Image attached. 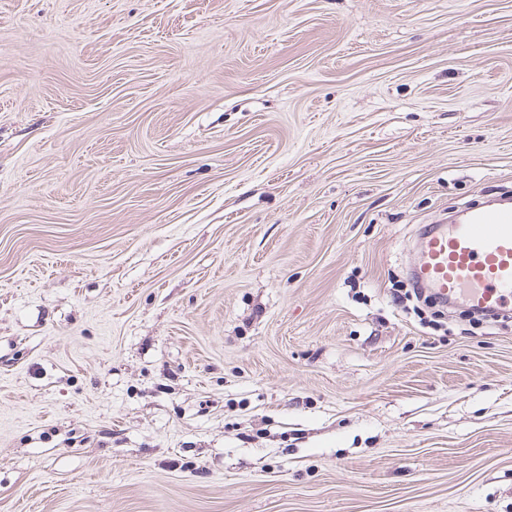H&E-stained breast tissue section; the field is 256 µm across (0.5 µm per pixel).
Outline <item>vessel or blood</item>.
Instances as JSON below:
<instances>
[{
  "mask_svg": "<svg viewBox=\"0 0 512 512\" xmlns=\"http://www.w3.org/2000/svg\"><path fill=\"white\" fill-rule=\"evenodd\" d=\"M416 281L441 302L500 314L512 309V208L470 210L423 226Z\"/></svg>",
  "mask_w": 512,
  "mask_h": 512,
  "instance_id": "vessel-or-blood-1",
  "label": "vessel or blood"
}]
</instances>
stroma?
<instances>
[{
	"label": "stroma",
	"mask_w": 512,
	"mask_h": 512,
	"mask_svg": "<svg viewBox=\"0 0 512 512\" xmlns=\"http://www.w3.org/2000/svg\"><path fill=\"white\" fill-rule=\"evenodd\" d=\"M509 192L512 0H0V512H512ZM445 223L422 227L416 281L448 305L511 311L512 208H477L460 223Z\"/></svg>",
	"instance_id": "35a3bbf8"
}]
</instances>
